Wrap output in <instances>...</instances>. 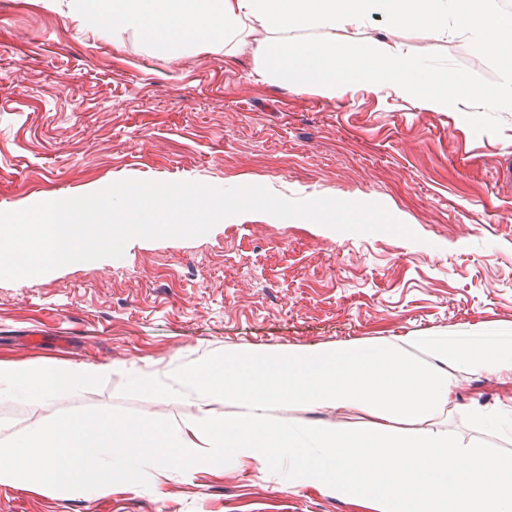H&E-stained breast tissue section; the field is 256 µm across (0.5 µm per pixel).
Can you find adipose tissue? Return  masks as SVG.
I'll return each mask as SVG.
<instances>
[{"instance_id": "1", "label": "adipose tissue", "mask_w": 512, "mask_h": 512, "mask_svg": "<svg viewBox=\"0 0 512 512\" xmlns=\"http://www.w3.org/2000/svg\"><path fill=\"white\" fill-rule=\"evenodd\" d=\"M425 351L417 361L411 350ZM512 385V331L487 339L401 336L320 348L242 347L170 383L135 373L133 387L165 401L193 390L196 415L137 423L109 413L42 421L0 439V485L31 493L109 495L149 467L162 481L174 465L220 474L227 462L284 461L288 480L335 495L363 512H512V450L488 451L416 422L454 406L456 369ZM106 367L0 361V392L56 396L98 381ZM235 407L217 419L209 403ZM276 403L350 411L354 425L291 424Z\"/></svg>"}]
</instances>
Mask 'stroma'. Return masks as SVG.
Returning <instances> with one entry per match:
<instances>
[{"mask_svg":"<svg viewBox=\"0 0 512 512\" xmlns=\"http://www.w3.org/2000/svg\"><path fill=\"white\" fill-rule=\"evenodd\" d=\"M65 0H0V211L122 180L259 185L286 199L377 203L415 234L339 232L265 212L194 238L135 239L122 257L0 280V360L106 365L55 399L0 396V439L40 422L107 411L178 420L200 400L136 391L133 370L169 378L242 345L322 346L512 326V110L500 133H474L455 108L427 110L393 91L297 94L258 78L253 28L237 55L178 56L112 40L67 16ZM364 38L493 68L455 32ZM458 406L425 421L487 448H512L474 405H512V387L460 371ZM286 467L227 464L223 474L142 470L109 496L8 489L0 512H357L289 484Z\"/></svg>","mask_w":512,"mask_h":512,"instance_id":"stroma-1","label":"stroma"}]
</instances>
